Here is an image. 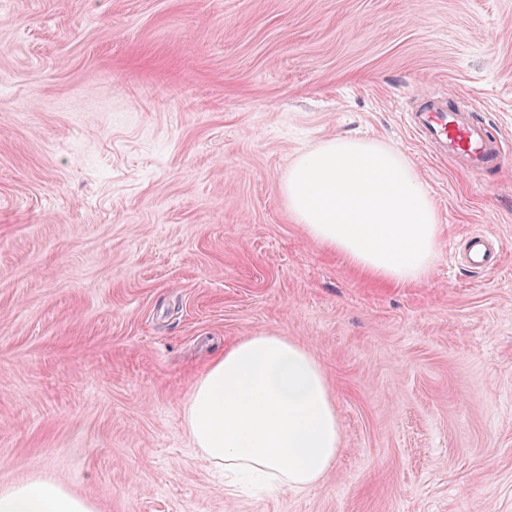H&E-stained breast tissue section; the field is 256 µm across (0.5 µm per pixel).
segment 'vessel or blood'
Returning <instances> with one entry per match:
<instances>
[{"instance_id":"b4317fda","label":"vessel or blood","mask_w":512,"mask_h":512,"mask_svg":"<svg viewBox=\"0 0 512 512\" xmlns=\"http://www.w3.org/2000/svg\"><path fill=\"white\" fill-rule=\"evenodd\" d=\"M405 118L426 144L467 170L483 171L504 161L501 141L490 137L483 125L472 121L447 98L432 92L421 94L418 105ZM465 257L471 268H497L501 254L496 237L485 231L472 232L466 240Z\"/></svg>"}]
</instances>
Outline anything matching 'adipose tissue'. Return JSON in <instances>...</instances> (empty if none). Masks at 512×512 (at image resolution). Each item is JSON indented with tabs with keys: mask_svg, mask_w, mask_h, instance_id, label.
Returning a JSON list of instances; mask_svg holds the SVG:
<instances>
[{
	"mask_svg": "<svg viewBox=\"0 0 512 512\" xmlns=\"http://www.w3.org/2000/svg\"><path fill=\"white\" fill-rule=\"evenodd\" d=\"M279 193L311 238L392 284L426 278L437 255V209L414 165L374 140L332 138L302 153ZM197 455L276 490L316 485L335 463L341 427L325 373L298 343L265 332L225 347L185 407ZM0 512H94L61 485L0 491Z\"/></svg>",
	"mask_w": 512,
	"mask_h": 512,
	"instance_id": "adipose-tissue-1",
	"label": "adipose tissue"
}]
</instances>
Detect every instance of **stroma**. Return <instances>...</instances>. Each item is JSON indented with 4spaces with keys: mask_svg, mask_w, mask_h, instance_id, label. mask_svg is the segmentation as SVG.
<instances>
[{
    "mask_svg": "<svg viewBox=\"0 0 512 512\" xmlns=\"http://www.w3.org/2000/svg\"><path fill=\"white\" fill-rule=\"evenodd\" d=\"M512 140V0H0V489L97 512H512V163L404 123L422 89ZM354 135L415 165L441 227L384 286L278 186ZM481 229L499 267L455 261ZM266 332L322 366L341 448L302 492L224 491L184 409ZM0 512H94L61 485L34 482L0 491Z\"/></svg>",
    "mask_w": 512,
    "mask_h": 512,
    "instance_id": "1",
    "label": "stroma"
}]
</instances>
